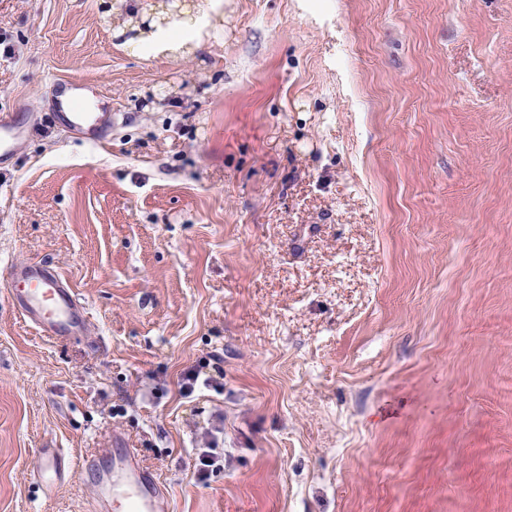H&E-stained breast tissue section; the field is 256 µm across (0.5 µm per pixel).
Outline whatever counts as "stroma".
Returning <instances> with one entry per match:
<instances>
[{"label": "stroma", "instance_id": "1", "mask_svg": "<svg viewBox=\"0 0 512 512\" xmlns=\"http://www.w3.org/2000/svg\"><path fill=\"white\" fill-rule=\"evenodd\" d=\"M147 7L0 0V111L41 115L0 270L52 263L89 323L0 284V512H88L38 453L117 442L172 512H512V0H193L176 53ZM57 79L110 144L45 119ZM14 296L15 311L42 336L69 341L89 333L85 306L52 264L21 261L2 272Z\"/></svg>", "mask_w": 512, "mask_h": 512}]
</instances>
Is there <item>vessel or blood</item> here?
Segmentation results:
<instances>
[{"instance_id": "vessel-or-blood-1", "label": "vessel or blood", "mask_w": 512, "mask_h": 512, "mask_svg": "<svg viewBox=\"0 0 512 512\" xmlns=\"http://www.w3.org/2000/svg\"><path fill=\"white\" fill-rule=\"evenodd\" d=\"M83 85L61 80L48 93L49 107L64 130L103 144L112 126L108 112H85L78 105ZM35 119L31 113L0 114V158L16 155ZM14 296V308L44 336L67 341L89 333L85 307L77 293L52 264L21 261L0 273ZM47 489L65 483L71 474L87 477L94 491L91 512H171L168 488L144 468L134 448L102 449L97 456L76 460L57 448L40 449L33 469Z\"/></svg>"}]
</instances>
